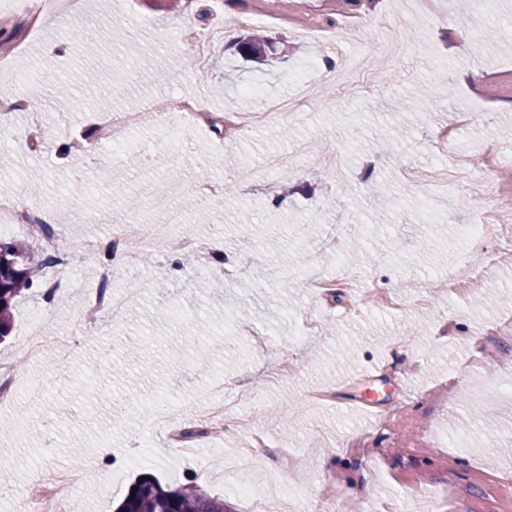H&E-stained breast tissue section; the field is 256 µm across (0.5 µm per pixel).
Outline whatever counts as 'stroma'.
Masks as SVG:
<instances>
[{"instance_id": "obj_1", "label": "stroma", "mask_w": 512, "mask_h": 512, "mask_svg": "<svg viewBox=\"0 0 512 512\" xmlns=\"http://www.w3.org/2000/svg\"><path fill=\"white\" fill-rule=\"evenodd\" d=\"M457 0H86L83 11L32 28L4 26L16 46L0 64V95L16 93L31 68L59 78L90 73L89 82L60 93L39 83L34 96L46 119V143L28 147L27 121L0 127V183L25 204L69 223L75 245L66 294L46 304L34 286L13 305V329L0 343V361L17 371L18 397L0 406V483L23 490L37 468L77 471L66 494L77 512H114L134 481L151 474L181 488L195 476L170 433L190 421L220 384L244 387L251 405L224 421L221 435L200 444L205 465L233 463L237 448L262 436L273 452L260 465L235 466L229 486L206 485L232 512H250L246 486L276 498L280 512L335 482L356 512H512V266L483 273L484 286L424 295L395 309L387 296H407L471 261L461 226L512 200V0H469L474 23L492 22L500 42L459 41L448 47ZM407 12L414 18V51L387 68L379 45L390 30L342 29L349 18ZM250 15L247 23L236 14ZM199 28L220 25L224 42L208 73L172 68L166 81L147 72L128 82L132 62L179 51L165 32L182 18ZM332 29L336 48L304 37ZM260 31L284 41L288 55L255 63L233 44ZM383 74L381 83L351 79L337 86L334 108L323 106L325 77L311 60L332 59L343 70L349 55ZM480 73L489 111L474 109L463 75ZM307 82L305 115L266 126L242 139L204 128L176 132L153 118L131 128L120 144L98 139L101 98L114 107L161 109L168 94L204 88L209 107L258 109ZM258 90L255 97L246 87ZM431 95L427 119L400 109L402 98ZM455 125L453 153L435 152L438 131ZM184 162L169 173L166 157ZM288 160L267 168L269 156ZM128 195L142 181L172 185L169 203L215 255L175 254L164 237L145 248L140 286L126 291L120 248L84 257L86 234L111 235L121 210L113 180ZM391 181L389 196L374 185ZM215 195L187 206L197 186ZM99 221L86 223L88 213ZM376 287L373 301L348 289L316 292L315 279L341 271ZM109 283L125 293L128 310L106 336L90 338L59 374L54 354L26 358L24 332L34 314L61 334L83 318V290ZM208 334H199L198 317ZM263 330V339L236 326ZM145 339L143 362L104 356L114 333ZM47 388L33 402L27 385ZM368 410H360L359 402ZM147 448L144 462L103 466L105 454L130 442Z\"/></svg>"}]
</instances>
